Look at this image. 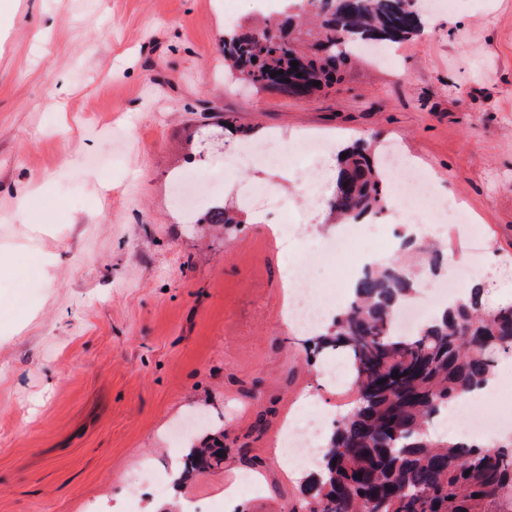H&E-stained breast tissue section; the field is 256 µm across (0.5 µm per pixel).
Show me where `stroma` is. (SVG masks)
<instances>
[{"instance_id":"35a3bbf8","label":"stroma","mask_w":512,"mask_h":512,"mask_svg":"<svg viewBox=\"0 0 512 512\" xmlns=\"http://www.w3.org/2000/svg\"><path fill=\"white\" fill-rule=\"evenodd\" d=\"M230 18L263 17L236 0ZM224 0H15L0 27V247L41 224L54 276L12 289L0 270V512H146L171 503L284 512L310 470L286 463L285 421L338 420L351 380L287 327L283 283L304 259L312 208L327 198L317 154L243 158L247 141L374 134L411 156L466 226L438 227L456 251L424 287L478 281L485 303L512 297V0L427 12L388 62L363 58L307 99L239 87L224 75ZM230 118L224 129L222 118ZM262 217L225 236L194 224L176 177ZM263 188L278 215L252 197ZM224 435L221 467L184 481L188 439ZM254 461L245 470L238 450ZM156 488L136 487L144 463Z\"/></svg>"}]
</instances>
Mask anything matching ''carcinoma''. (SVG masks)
<instances>
[{
  "label": "carcinoma",
  "instance_id": "obj_1",
  "mask_svg": "<svg viewBox=\"0 0 512 512\" xmlns=\"http://www.w3.org/2000/svg\"><path fill=\"white\" fill-rule=\"evenodd\" d=\"M223 40L230 76L256 90L303 99L336 84L368 45L408 40L422 28L407 0H307ZM296 61L298 65L291 66ZM319 82L314 86L313 82ZM327 200L332 221L378 214L389 195L373 144L343 149ZM208 224L232 231L234 209L212 208ZM418 268L400 259L373 264L347 305L312 334L314 349L346 351L356 397L333 426L318 469L301 490L302 512H512V441L496 449L445 439L428 425L496 375L512 353V306L488 308L482 288L448 302L411 336L395 333L399 306ZM224 463V444L191 442L187 470Z\"/></svg>",
  "mask_w": 512,
  "mask_h": 512
}]
</instances>
